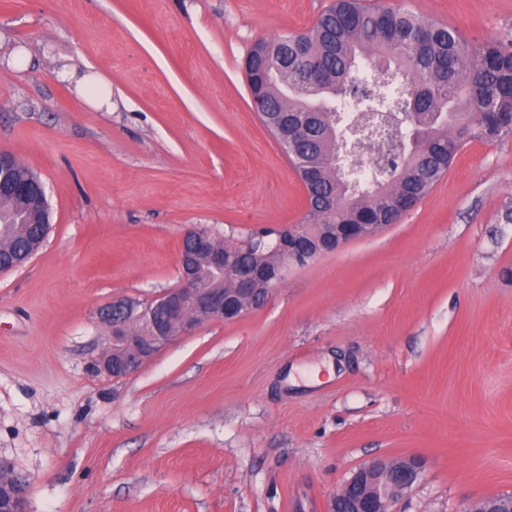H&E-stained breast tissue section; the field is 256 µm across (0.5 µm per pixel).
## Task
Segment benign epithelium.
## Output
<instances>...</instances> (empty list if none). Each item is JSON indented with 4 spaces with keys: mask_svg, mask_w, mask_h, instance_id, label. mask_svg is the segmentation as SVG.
<instances>
[{
    "mask_svg": "<svg viewBox=\"0 0 512 512\" xmlns=\"http://www.w3.org/2000/svg\"><path fill=\"white\" fill-rule=\"evenodd\" d=\"M381 224H338L333 234L317 247H311L303 233L289 224L282 228L278 245L272 251L276 261L266 266L236 272V287L221 286L224 281V249L214 244L203 228L187 232L183 240L190 248L179 251V285L154 299L144 315L140 330L129 328L130 303L119 299L103 313L112 327V349L97 361L96 369L111 377H126L137 370L174 333L186 334L206 321H235L260 308L284 280L288 269L334 253L347 243L374 236ZM206 253L215 284L202 282L193 272L196 253ZM421 470L411 456L374 461L359 470L342 486L333 499L332 512H395V505L417 481ZM26 479L11 466L0 462V512H27Z\"/></svg>",
    "mask_w": 512,
    "mask_h": 512,
    "instance_id": "obj_1",
    "label": "benign epithelium"
}]
</instances>
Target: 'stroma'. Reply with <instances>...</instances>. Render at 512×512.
<instances>
[{"instance_id": "35a3bbf8", "label": "stroma", "mask_w": 512, "mask_h": 512, "mask_svg": "<svg viewBox=\"0 0 512 512\" xmlns=\"http://www.w3.org/2000/svg\"><path fill=\"white\" fill-rule=\"evenodd\" d=\"M330 2L0 0V40L34 62L0 67V150L52 212L0 272V459L29 512H330L357 469L400 456L424 463L400 512L512 494L510 139L467 144L399 223L291 268L246 317L127 377L92 369L101 311L176 287L188 231L240 244L306 214L242 62ZM372 3L475 44L512 32V0Z\"/></svg>"}]
</instances>
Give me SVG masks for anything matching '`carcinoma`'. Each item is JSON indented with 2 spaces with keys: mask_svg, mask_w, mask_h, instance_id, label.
Returning <instances> with one entry per match:
<instances>
[{
  "mask_svg": "<svg viewBox=\"0 0 512 512\" xmlns=\"http://www.w3.org/2000/svg\"><path fill=\"white\" fill-rule=\"evenodd\" d=\"M316 61L318 81L308 91L279 81L283 69ZM253 104L278 139L302 182L307 213L301 224L316 234L328 224H387L396 195L417 203L448 171L471 141L512 138V35L473 45L458 30L401 10L366 7L360 0H334L302 32L257 42L245 59ZM356 97L374 116L386 103L418 125L420 146L382 168L363 184L344 160L353 140L369 127L338 111ZM16 181L27 193L0 191V257L25 263L49 229L40 179L17 162ZM275 230L252 232L246 245H230L236 266L259 264L273 246Z\"/></svg>",
  "mask_w": 512,
  "mask_h": 512,
  "instance_id": "obj_1",
  "label": "carcinoma"
}]
</instances>
